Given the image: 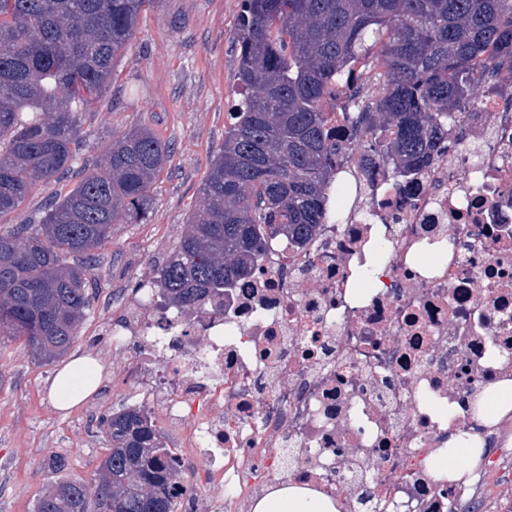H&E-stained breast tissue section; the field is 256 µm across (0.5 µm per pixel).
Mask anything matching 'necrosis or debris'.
<instances>
[{
    "instance_id": "necrosis-or-debris-1",
    "label": "necrosis or debris",
    "mask_w": 512,
    "mask_h": 512,
    "mask_svg": "<svg viewBox=\"0 0 512 512\" xmlns=\"http://www.w3.org/2000/svg\"><path fill=\"white\" fill-rule=\"evenodd\" d=\"M356 82L327 98L356 195L309 243L274 241L251 279L185 314L143 281L108 323L146 405L179 433L181 512H241L286 483L342 512H464L434 476L449 433L498 442L476 401L512 380V101L478 80L447 150L405 179L368 165L345 115ZM296 457L282 466L278 449Z\"/></svg>"
}]
</instances>
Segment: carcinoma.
I'll return each mask as SVG.
<instances>
[{
	"label": "carcinoma",
	"instance_id": "carcinoma-1",
	"mask_svg": "<svg viewBox=\"0 0 512 512\" xmlns=\"http://www.w3.org/2000/svg\"><path fill=\"white\" fill-rule=\"evenodd\" d=\"M154 0H0V215L77 159L82 110L99 100L113 66ZM241 89L211 161L202 203L155 280L165 304L190 313L249 279L269 242L311 238L326 196L341 221L350 179L331 167L325 95L373 63L378 96L355 127L388 129L365 146L402 176L448 138V119L477 73L512 61V0H243L234 37ZM170 146L147 128L106 145L98 163L38 224L0 226V338L38 362L72 346L93 294L97 251L114 224H143ZM107 453L92 477L65 458L34 512H177L171 449L143 408L99 421Z\"/></svg>",
	"mask_w": 512,
	"mask_h": 512
}]
</instances>
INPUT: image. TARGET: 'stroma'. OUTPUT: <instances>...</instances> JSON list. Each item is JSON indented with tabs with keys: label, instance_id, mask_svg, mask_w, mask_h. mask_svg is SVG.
<instances>
[{
	"label": "stroma",
	"instance_id": "35a3bbf8",
	"mask_svg": "<svg viewBox=\"0 0 512 512\" xmlns=\"http://www.w3.org/2000/svg\"><path fill=\"white\" fill-rule=\"evenodd\" d=\"M241 4L156 0L142 12L102 101L81 116L79 160L60 181L38 184L17 210L0 215L2 226L38 222L49 199L72 189L113 135L146 127L173 150L153 185L149 221L114 225L111 241L98 252L97 295L68 354L100 361L99 389L71 410H58L49 389L62 360L31 361L11 341L0 352V512H34L53 478L47 464L54 456L67 458L69 474L92 475L107 448L101 415L141 402L127 379L134 352L112 350L104 324L134 296L139 281L154 276L201 201L236 97ZM465 495L466 512H505L512 481L493 472L468 484Z\"/></svg>",
	"mask_w": 512,
	"mask_h": 512
}]
</instances>
